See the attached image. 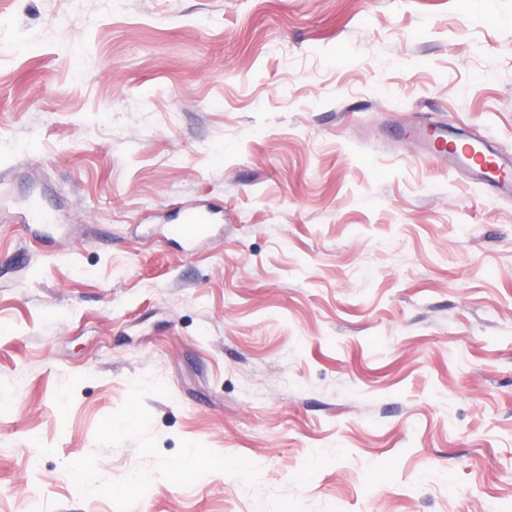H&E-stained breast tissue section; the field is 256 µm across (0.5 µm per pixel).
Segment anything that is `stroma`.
Masks as SVG:
<instances>
[{"instance_id": "obj_1", "label": "stroma", "mask_w": 512, "mask_h": 512, "mask_svg": "<svg viewBox=\"0 0 512 512\" xmlns=\"http://www.w3.org/2000/svg\"><path fill=\"white\" fill-rule=\"evenodd\" d=\"M418 124L512 153V0H0V512H512V194ZM209 211L186 210L175 224H165L164 238L167 241L191 244L202 237L207 230Z\"/></svg>"}]
</instances>
